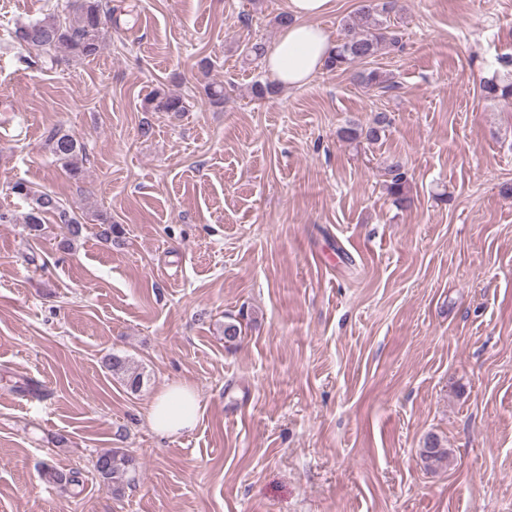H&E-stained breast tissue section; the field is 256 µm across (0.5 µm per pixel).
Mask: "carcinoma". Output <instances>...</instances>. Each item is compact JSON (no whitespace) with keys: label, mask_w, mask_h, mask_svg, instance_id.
<instances>
[{"label":"carcinoma","mask_w":512,"mask_h":512,"mask_svg":"<svg viewBox=\"0 0 512 512\" xmlns=\"http://www.w3.org/2000/svg\"><path fill=\"white\" fill-rule=\"evenodd\" d=\"M394 6L395 0H390L389 7ZM387 8L379 7L376 0H360L357 15L344 24L342 38L328 57L325 68L344 72L375 57L382 46L396 45L398 37L394 34L388 36L383 32V14L387 12ZM110 16L112 8L106 0H76L74 15L68 20L62 21L55 15H49L16 27L14 39L26 51V54L20 56L21 62L29 67L52 69L74 56L89 58L98 55L103 46L105 21ZM481 92L488 99L512 100V78L494 76L485 80L481 85ZM144 108L149 112L175 114L187 111L183 96L162 90L149 94L144 99ZM388 123L387 116L379 113L364 127L352 125L344 128L342 137L348 141L364 139L374 144L381 139ZM46 145L70 175L77 176L81 173L83 161L87 159L84 145L60 128L48 132ZM388 175L390 182L387 191L393 202L400 207L406 205L409 202L405 192L407 177L400 163L390 165ZM11 190L31 203L25 220L30 235L39 236L45 219L50 216L56 223L63 225L64 233L58 242V248L63 251L72 250L73 241L81 234L82 224L75 214L63 206L57 196L49 191L38 190L25 181L15 182ZM106 367L130 390L136 391L141 387L142 374L131 366L127 357L114 353L108 359ZM449 455V449L433 435L427 436L420 448V458L430 470L443 466L448 462ZM94 468L112 495L120 496L132 480L131 473L135 471V462L122 450L111 448L98 455ZM44 475L64 488L79 487L82 484L78 471L63 473L48 465Z\"/></svg>","instance_id":"1"}]
</instances>
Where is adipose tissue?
<instances>
[{
	"instance_id": "adipose-tissue-1",
	"label": "adipose tissue",
	"mask_w": 512,
	"mask_h": 512,
	"mask_svg": "<svg viewBox=\"0 0 512 512\" xmlns=\"http://www.w3.org/2000/svg\"><path fill=\"white\" fill-rule=\"evenodd\" d=\"M331 6L332 0H288L293 22L281 31L263 58L264 67L274 82L288 89L299 88L323 69L335 42L317 19ZM200 409L199 399L191 387L173 384L156 395L149 422L155 432L174 436L195 427Z\"/></svg>"
}]
</instances>
